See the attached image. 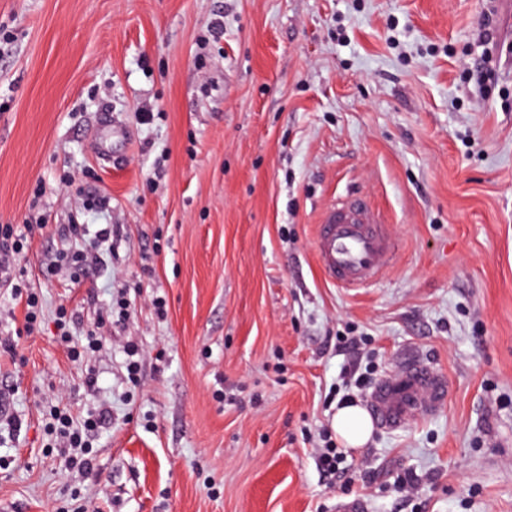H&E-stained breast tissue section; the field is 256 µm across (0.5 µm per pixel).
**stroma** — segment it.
Masks as SVG:
<instances>
[{
  "mask_svg": "<svg viewBox=\"0 0 512 512\" xmlns=\"http://www.w3.org/2000/svg\"><path fill=\"white\" fill-rule=\"evenodd\" d=\"M488 0H0V224L43 217L17 266L38 330L0 288V505L7 512H512V28ZM108 150L98 154L97 139ZM361 192L398 248L367 287L327 282L319 213ZM73 224L122 231L78 285ZM128 288L127 328L69 357ZM165 302L156 313L153 296ZM363 336L370 354L338 350ZM141 347L129 382L122 346ZM414 353L448 403L373 430L327 479L350 368ZM95 385H87V374ZM110 407L94 468L64 466L54 406ZM417 477L404 493L402 479Z\"/></svg>",
  "mask_w": 512,
  "mask_h": 512,
  "instance_id": "35a3bbf8",
  "label": "stroma"
}]
</instances>
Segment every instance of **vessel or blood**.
<instances>
[{"instance_id": "obj_1", "label": "vessel or blood", "mask_w": 512, "mask_h": 512, "mask_svg": "<svg viewBox=\"0 0 512 512\" xmlns=\"http://www.w3.org/2000/svg\"><path fill=\"white\" fill-rule=\"evenodd\" d=\"M314 249L329 283L360 288L390 266L396 245L384 230L380 210L366 196L352 192L323 211ZM447 400V378L413 355L372 389L368 406L380 428L395 431L417 416L436 414Z\"/></svg>"}]
</instances>
